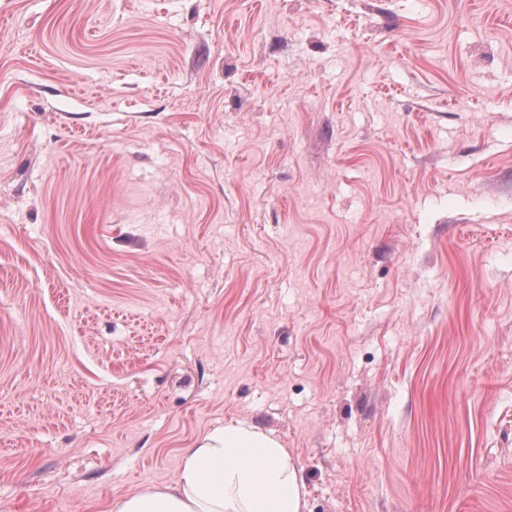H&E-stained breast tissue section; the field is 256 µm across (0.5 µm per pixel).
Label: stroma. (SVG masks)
Instances as JSON below:
<instances>
[{
  "mask_svg": "<svg viewBox=\"0 0 512 512\" xmlns=\"http://www.w3.org/2000/svg\"><path fill=\"white\" fill-rule=\"evenodd\" d=\"M239 420L306 512H512V0H0V512Z\"/></svg>",
  "mask_w": 512,
  "mask_h": 512,
  "instance_id": "1",
  "label": "stroma"
}]
</instances>
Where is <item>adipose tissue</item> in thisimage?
Here are the masks:
<instances>
[{
  "instance_id": "1",
  "label": "adipose tissue",
  "mask_w": 512,
  "mask_h": 512,
  "mask_svg": "<svg viewBox=\"0 0 512 512\" xmlns=\"http://www.w3.org/2000/svg\"><path fill=\"white\" fill-rule=\"evenodd\" d=\"M303 479L273 435L236 422L184 456L175 486L116 497L112 512H304Z\"/></svg>"
}]
</instances>
